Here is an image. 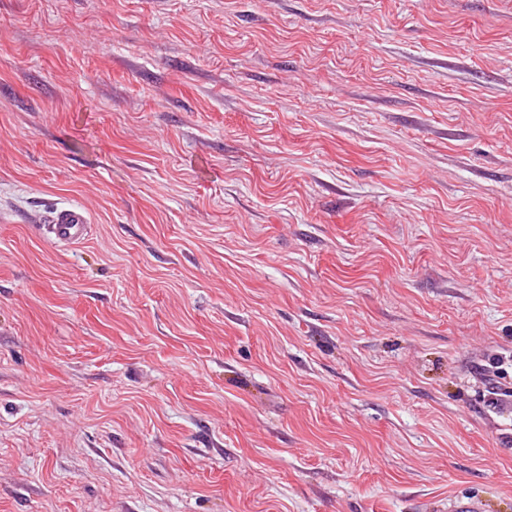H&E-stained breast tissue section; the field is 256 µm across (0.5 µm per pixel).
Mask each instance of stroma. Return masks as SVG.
<instances>
[{
	"instance_id": "35a3bbf8",
	"label": "stroma",
	"mask_w": 512,
	"mask_h": 512,
	"mask_svg": "<svg viewBox=\"0 0 512 512\" xmlns=\"http://www.w3.org/2000/svg\"><path fill=\"white\" fill-rule=\"evenodd\" d=\"M502 354L512 0H0V512H512ZM46 222L45 234L57 242L75 244L83 240L88 233V215L77 206L55 208Z\"/></svg>"
}]
</instances>
